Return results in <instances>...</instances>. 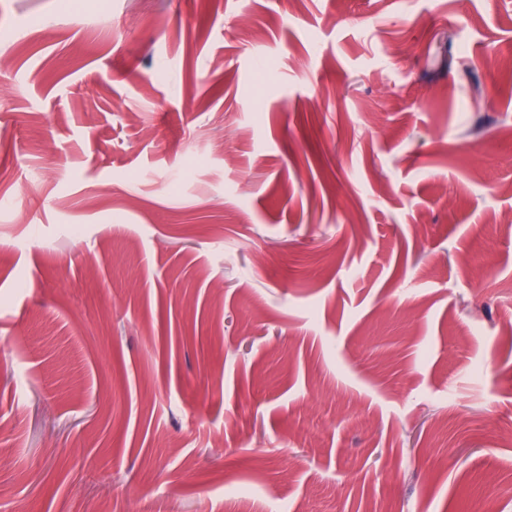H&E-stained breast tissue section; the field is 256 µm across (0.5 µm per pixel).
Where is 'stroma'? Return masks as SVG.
<instances>
[{"label": "stroma", "instance_id": "stroma-1", "mask_svg": "<svg viewBox=\"0 0 512 512\" xmlns=\"http://www.w3.org/2000/svg\"><path fill=\"white\" fill-rule=\"evenodd\" d=\"M512 0H0V512H512Z\"/></svg>", "mask_w": 512, "mask_h": 512}]
</instances>
